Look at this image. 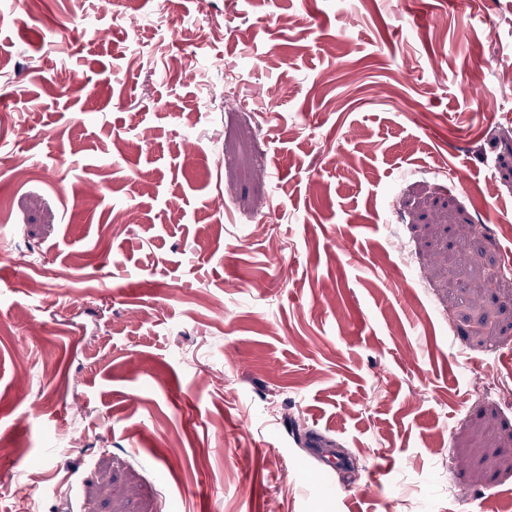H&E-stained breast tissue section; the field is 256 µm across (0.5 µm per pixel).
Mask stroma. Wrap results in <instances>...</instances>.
<instances>
[{
    "label": "stroma",
    "instance_id": "obj_1",
    "mask_svg": "<svg viewBox=\"0 0 512 512\" xmlns=\"http://www.w3.org/2000/svg\"><path fill=\"white\" fill-rule=\"evenodd\" d=\"M492 266L512 0H0V512H512Z\"/></svg>",
    "mask_w": 512,
    "mask_h": 512
}]
</instances>
